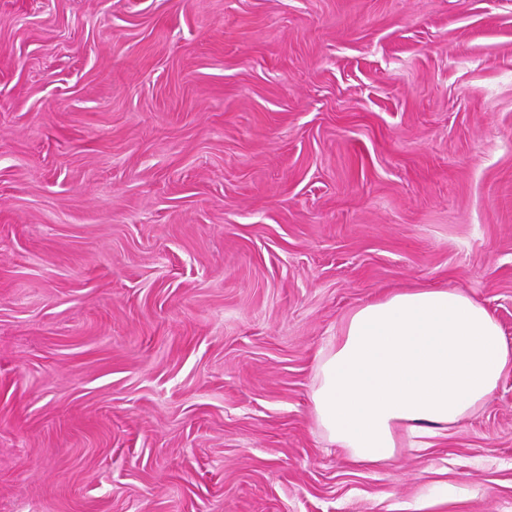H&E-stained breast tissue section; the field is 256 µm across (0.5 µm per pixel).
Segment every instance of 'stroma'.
<instances>
[{
  "mask_svg": "<svg viewBox=\"0 0 512 512\" xmlns=\"http://www.w3.org/2000/svg\"><path fill=\"white\" fill-rule=\"evenodd\" d=\"M427 287L512 342V0H0V512H512V371L383 465L317 426Z\"/></svg>",
  "mask_w": 512,
  "mask_h": 512,
  "instance_id": "stroma-1",
  "label": "stroma"
}]
</instances>
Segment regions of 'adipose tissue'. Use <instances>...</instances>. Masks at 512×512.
Masks as SVG:
<instances>
[{"label":"adipose tissue","mask_w":512,"mask_h":512,"mask_svg":"<svg viewBox=\"0 0 512 512\" xmlns=\"http://www.w3.org/2000/svg\"><path fill=\"white\" fill-rule=\"evenodd\" d=\"M512 370V343L472 296L439 288L393 292L344 320L320 350L317 422L354 460L391 461L400 432L434 435L489 404Z\"/></svg>","instance_id":"adipose-tissue-1"}]
</instances>
